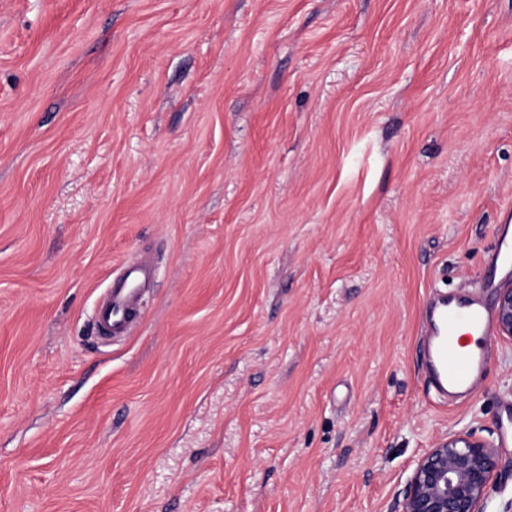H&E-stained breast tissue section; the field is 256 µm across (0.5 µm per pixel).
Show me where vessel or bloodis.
<instances>
[{
	"label": "vessel or blood",
	"instance_id": "1",
	"mask_svg": "<svg viewBox=\"0 0 512 512\" xmlns=\"http://www.w3.org/2000/svg\"><path fill=\"white\" fill-rule=\"evenodd\" d=\"M152 267H128L97 310L95 325L103 334L125 335L140 315V291L152 280ZM490 311L478 293L438 295L427 312L422 366L440 395L476 392L488 376V356L481 342L490 327Z\"/></svg>",
	"mask_w": 512,
	"mask_h": 512
}]
</instances>
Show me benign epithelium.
Segmentation results:
<instances>
[{
    "instance_id": "benign-epithelium-1",
    "label": "benign epithelium",
    "mask_w": 512,
    "mask_h": 512,
    "mask_svg": "<svg viewBox=\"0 0 512 512\" xmlns=\"http://www.w3.org/2000/svg\"><path fill=\"white\" fill-rule=\"evenodd\" d=\"M496 325L500 336L512 339V288L499 294ZM497 468L492 441L473 429L450 432L418 459L394 512H482Z\"/></svg>"
}]
</instances>
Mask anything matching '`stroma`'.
<instances>
[{
  "mask_svg": "<svg viewBox=\"0 0 512 512\" xmlns=\"http://www.w3.org/2000/svg\"><path fill=\"white\" fill-rule=\"evenodd\" d=\"M510 209L512 0H0V512H393L462 429L512 512V340L421 366ZM152 267H128L123 276L113 280L109 295L96 310L95 325L101 334L124 336L140 317V291L146 281L153 279ZM490 311L477 292L438 295L427 312L422 366L440 395L474 393L488 376V356L482 340L465 349L473 335L486 336Z\"/></svg>",
  "mask_w": 512,
  "mask_h": 512,
  "instance_id": "1",
  "label": "stroma"
}]
</instances>
